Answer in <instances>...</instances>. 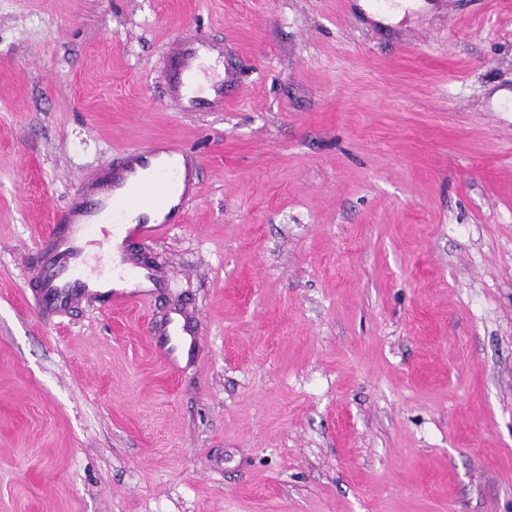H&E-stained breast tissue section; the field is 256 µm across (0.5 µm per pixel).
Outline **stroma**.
<instances>
[{
  "label": "stroma",
  "mask_w": 512,
  "mask_h": 512,
  "mask_svg": "<svg viewBox=\"0 0 512 512\" xmlns=\"http://www.w3.org/2000/svg\"><path fill=\"white\" fill-rule=\"evenodd\" d=\"M425 2L0 0V512H512V0ZM195 30L220 112L166 100ZM158 138L200 192L151 298L42 315L41 239ZM194 349L195 338L188 337L176 320H172L153 342L156 357L174 371L183 368V363L190 360Z\"/></svg>",
  "instance_id": "1"
}]
</instances>
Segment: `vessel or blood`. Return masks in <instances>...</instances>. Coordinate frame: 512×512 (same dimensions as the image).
I'll return each mask as SVG.
<instances>
[{
	"label": "vessel or blood",
	"instance_id": "1",
	"mask_svg": "<svg viewBox=\"0 0 512 512\" xmlns=\"http://www.w3.org/2000/svg\"><path fill=\"white\" fill-rule=\"evenodd\" d=\"M225 83L223 46L198 31L175 40L166 95L179 111L222 110ZM184 154L182 147L168 142L127 149L119 165L72 196L33 266L42 307L63 312L88 300L112 307L147 300L145 286L153 280L149 268L120 264L105 272L92 269L91 231L110 224L123 227L128 239L163 237L193 194L191 187L180 184ZM134 198L155 211L154 223H127L125 206ZM194 349V338L175 321L153 342L156 357L174 371L181 370Z\"/></svg>",
	"mask_w": 512,
	"mask_h": 512
}]
</instances>
